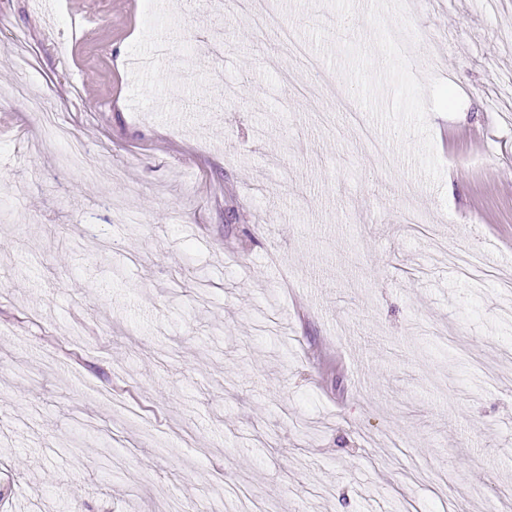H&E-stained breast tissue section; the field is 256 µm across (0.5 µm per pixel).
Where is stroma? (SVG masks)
<instances>
[{"label":"stroma","mask_w":512,"mask_h":512,"mask_svg":"<svg viewBox=\"0 0 512 512\" xmlns=\"http://www.w3.org/2000/svg\"><path fill=\"white\" fill-rule=\"evenodd\" d=\"M367 5L0 0V512H512V0L412 17L437 184L310 38Z\"/></svg>","instance_id":"35a3bbf8"}]
</instances>
